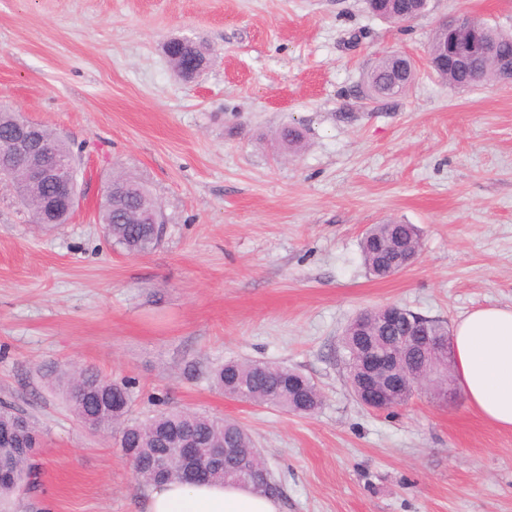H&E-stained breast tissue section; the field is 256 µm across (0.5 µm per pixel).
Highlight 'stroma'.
Masks as SVG:
<instances>
[{
  "label": "stroma",
  "mask_w": 512,
  "mask_h": 512,
  "mask_svg": "<svg viewBox=\"0 0 512 512\" xmlns=\"http://www.w3.org/2000/svg\"><path fill=\"white\" fill-rule=\"evenodd\" d=\"M462 14L512 32V0H428L408 24L366 0H0V106L78 152L83 195L69 223L40 226L0 187V401L45 432L39 487L14 512H145L147 485L45 379L65 363L133 380V419L241 423L279 512H512L511 430L462 393L369 410L341 345L378 306L450 326L512 306V84L457 90L426 62L435 27ZM174 36L209 49L194 80L167 61ZM387 52L414 58L416 81L366 100ZM118 171L165 216L144 256L98 222ZM387 222L416 225L420 248L380 279L360 241ZM228 360L297 370L323 404L300 416L226 397L212 373Z\"/></svg>",
  "instance_id": "1"
}]
</instances>
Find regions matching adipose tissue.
Listing matches in <instances>:
<instances>
[{"label": "adipose tissue", "mask_w": 512, "mask_h": 512, "mask_svg": "<svg viewBox=\"0 0 512 512\" xmlns=\"http://www.w3.org/2000/svg\"><path fill=\"white\" fill-rule=\"evenodd\" d=\"M453 369L469 403L512 430V308L489 306L459 320ZM146 512H278L275 499L238 485L167 482L150 486Z\"/></svg>", "instance_id": "ef3b65f1"}]
</instances>
